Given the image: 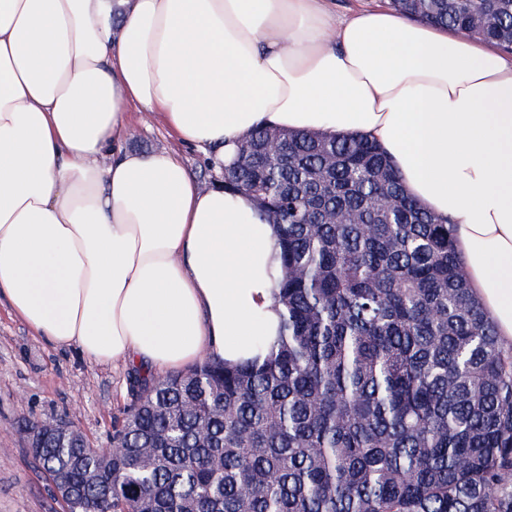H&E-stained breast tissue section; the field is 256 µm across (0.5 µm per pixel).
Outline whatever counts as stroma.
Returning a JSON list of instances; mask_svg holds the SVG:
<instances>
[{"label":"stroma","instance_id":"35a3bbf8","mask_svg":"<svg viewBox=\"0 0 512 512\" xmlns=\"http://www.w3.org/2000/svg\"><path fill=\"white\" fill-rule=\"evenodd\" d=\"M128 149L176 150L201 184L215 177L207 158L181 144L158 114L131 109ZM129 365L97 364L75 349L54 347L0 300V512H68L16 433L17 424L63 419L80 428L93 446L108 445L132 402Z\"/></svg>","mask_w":512,"mask_h":512}]
</instances>
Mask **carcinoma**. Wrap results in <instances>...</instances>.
Returning a JSON list of instances; mask_svg holds the SVG:
<instances>
[{"mask_svg": "<svg viewBox=\"0 0 512 512\" xmlns=\"http://www.w3.org/2000/svg\"><path fill=\"white\" fill-rule=\"evenodd\" d=\"M512 52V0H391ZM261 128L224 166L275 226L277 344L230 366L131 376L107 448L45 434L34 460L68 512H512V347L452 225L382 146Z\"/></svg>", "mask_w": 512, "mask_h": 512, "instance_id": "1", "label": "carcinoma"}]
</instances>
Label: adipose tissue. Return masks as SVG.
I'll list each match as a JSON object with an SVG mask.
<instances>
[{
  "label": "adipose tissue",
  "instance_id": "ef3b65f1",
  "mask_svg": "<svg viewBox=\"0 0 512 512\" xmlns=\"http://www.w3.org/2000/svg\"><path fill=\"white\" fill-rule=\"evenodd\" d=\"M324 2L0 0V298L37 336L151 374L277 340L274 226L126 149L136 107L218 172L261 126L380 143L512 345V59Z\"/></svg>",
  "mask_w": 512,
  "mask_h": 512
}]
</instances>
